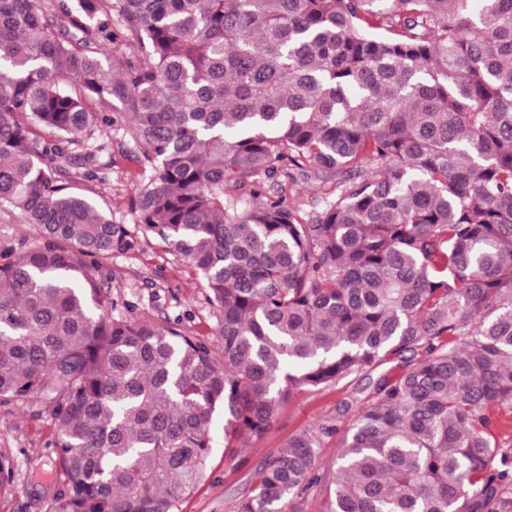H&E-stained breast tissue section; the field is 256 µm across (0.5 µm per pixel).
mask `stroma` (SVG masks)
Masks as SVG:
<instances>
[{"label": "stroma", "mask_w": 512, "mask_h": 512, "mask_svg": "<svg viewBox=\"0 0 512 512\" xmlns=\"http://www.w3.org/2000/svg\"><path fill=\"white\" fill-rule=\"evenodd\" d=\"M100 139L107 145L99 157L106 170L102 179L90 182L89 189L104 198L115 222L132 223L128 200L142 169L120 132L104 131ZM109 269L118 312L132 304L137 313L161 322L181 321L196 336L219 345L220 313L208 300L205 282L158 239L147 237L139 251L113 257ZM350 389L344 382L320 390H298L264 437L246 442L229 455L224 452V420L216 418L208 471L197 489L182 500L179 512H235L238 500L251 492L256 470L273 458L289 435L321 423L342 430L351 424V417L336 416L338 403ZM52 434V420L36 399L0 406V451L15 462L14 487L0 497V512H47L53 494L62 487L50 445Z\"/></svg>", "instance_id": "35a3bbf8"}]
</instances>
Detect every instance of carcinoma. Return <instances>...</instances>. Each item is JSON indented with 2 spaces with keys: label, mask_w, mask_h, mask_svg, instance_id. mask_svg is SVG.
<instances>
[{
  "label": "carcinoma",
  "mask_w": 512,
  "mask_h": 512,
  "mask_svg": "<svg viewBox=\"0 0 512 512\" xmlns=\"http://www.w3.org/2000/svg\"><path fill=\"white\" fill-rule=\"evenodd\" d=\"M116 111L132 229L78 188ZM292 170L327 187L305 218L267 191ZM0 212L34 231L0 255V404L53 422L49 512H179L217 414L232 452L359 376L336 459L332 425L288 437L236 512H512V0H0ZM141 232L220 350L115 314ZM354 412L349 413L340 422H337L339 432L332 436L324 437L322 447L319 449V454L316 459V466L322 467L330 463L336 457L338 443L341 434L352 423ZM324 508V496L316 490L310 491L301 498L286 500L283 512H322Z\"/></svg>",
  "instance_id": "1"
}]
</instances>
